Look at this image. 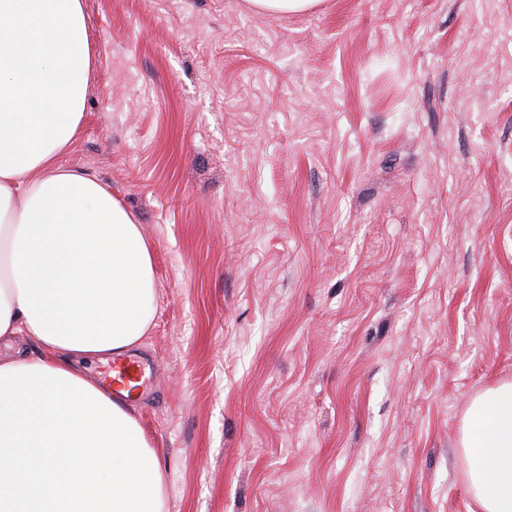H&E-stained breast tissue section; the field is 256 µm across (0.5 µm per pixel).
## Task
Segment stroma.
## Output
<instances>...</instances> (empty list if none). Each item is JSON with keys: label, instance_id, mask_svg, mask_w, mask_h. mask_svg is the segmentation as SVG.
I'll return each instance as SVG.
<instances>
[{"label": "stroma", "instance_id": "35a3bbf8", "mask_svg": "<svg viewBox=\"0 0 512 512\" xmlns=\"http://www.w3.org/2000/svg\"><path fill=\"white\" fill-rule=\"evenodd\" d=\"M55 164L152 251L133 413L166 512H481L512 382V0H82ZM258 10L268 13H297L309 9L318 0H249ZM463 447L469 482L482 512H512V383L474 398L466 414Z\"/></svg>", "mask_w": 512, "mask_h": 512}]
</instances>
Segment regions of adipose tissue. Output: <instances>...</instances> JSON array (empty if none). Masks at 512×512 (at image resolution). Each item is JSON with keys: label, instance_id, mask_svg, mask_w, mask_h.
<instances>
[{"label": "adipose tissue", "instance_id": "obj_1", "mask_svg": "<svg viewBox=\"0 0 512 512\" xmlns=\"http://www.w3.org/2000/svg\"><path fill=\"white\" fill-rule=\"evenodd\" d=\"M81 0H0V512H164L157 455L127 397L81 356L121 358L155 311L151 250L98 180L55 165L82 118ZM463 446L482 512H512V383L474 398Z\"/></svg>", "mask_w": 512, "mask_h": 512}]
</instances>
